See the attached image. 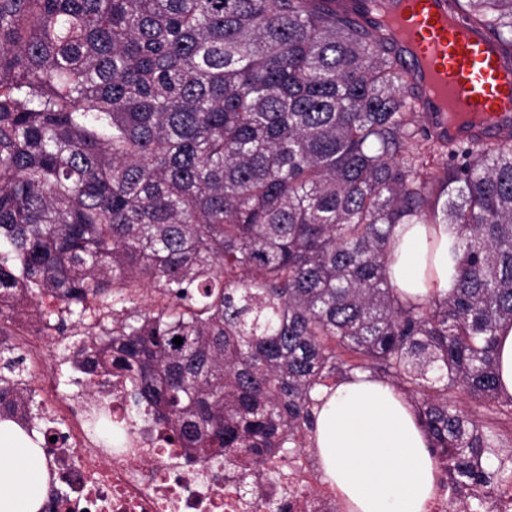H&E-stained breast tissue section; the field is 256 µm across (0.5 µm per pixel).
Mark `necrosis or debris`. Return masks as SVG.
Here are the masks:
<instances>
[{
    "instance_id": "obj_1",
    "label": "necrosis or debris",
    "mask_w": 512,
    "mask_h": 512,
    "mask_svg": "<svg viewBox=\"0 0 512 512\" xmlns=\"http://www.w3.org/2000/svg\"><path fill=\"white\" fill-rule=\"evenodd\" d=\"M0 315L23 342L24 356L36 371L30 393L50 409L67 407L73 414L69 443L45 451L49 466L64 477L56 490L57 512H264L269 490L184 464L182 449L165 447L147 427L130 426L126 372L80 378L77 392L60 395L56 369L71 363V356L58 355L55 369L39 371L41 339L50 335V328L33 318L24 302ZM93 410L111 420V444L87 430V414ZM265 466L278 488L287 490L291 512H325L337 504L335 490L318 481L306 450L268 459Z\"/></svg>"
}]
</instances>
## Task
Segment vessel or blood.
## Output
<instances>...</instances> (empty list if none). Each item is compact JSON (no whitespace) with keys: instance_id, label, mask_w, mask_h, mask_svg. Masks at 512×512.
Here are the masks:
<instances>
[{"instance_id":"b4317fda","label":"vessel or blood","mask_w":512,"mask_h":512,"mask_svg":"<svg viewBox=\"0 0 512 512\" xmlns=\"http://www.w3.org/2000/svg\"><path fill=\"white\" fill-rule=\"evenodd\" d=\"M368 11L414 60L409 84L438 138L485 141L512 131V63L484 29L449 10L447 0H372Z\"/></svg>"}]
</instances>
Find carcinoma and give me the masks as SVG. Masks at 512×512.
<instances>
[{
    "mask_svg": "<svg viewBox=\"0 0 512 512\" xmlns=\"http://www.w3.org/2000/svg\"><path fill=\"white\" fill-rule=\"evenodd\" d=\"M466 3L512 59V0ZM336 4L0 0V304L22 284L81 325L97 300L78 368L129 372L130 411L247 483L308 446L316 389L368 372L479 512L512 485V132L434 140L393 36ZM397 224L454 228L452 293L400 299ZM23 362L0 322V418L29 431ZM497 372L499 390L512 396V327H504L497 341Z\"/></svg>",
    "mask_w": 512,
    "mask_h": 512,
    "instance_id": "1",
    "label": "carcinoma"
}]
</instances>
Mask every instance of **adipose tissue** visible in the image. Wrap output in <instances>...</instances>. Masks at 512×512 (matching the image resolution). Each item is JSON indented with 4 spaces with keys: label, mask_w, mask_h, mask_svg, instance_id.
I'll return each mask as SVG.
<instances>
[{
    "label": "adipose tissue",
    "mask_w": 512,
    "mask_h": 512,
    "mask_svg": "<svg viewBox=\"0 0 512 512\" xmlns=\"http://www.w3.org/2000/svg\"><path fill=\"white\" fill-rule=\"evenodd\" d=\"M388 277L402 298L424 302L456 286L448 227L400 224ZM313 446L348 512H426L440 478L412 405L390 384L357 373L317 393ZM49 475L41 448L0 421V512H41Z\"/></svg>",
    "instance_id": "adipose-tissue-1"
}]
</instances>
